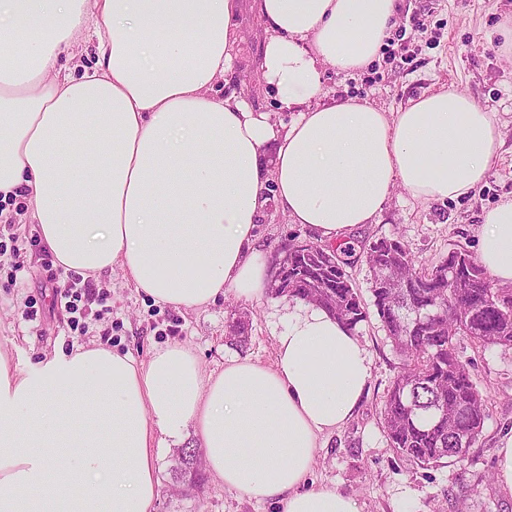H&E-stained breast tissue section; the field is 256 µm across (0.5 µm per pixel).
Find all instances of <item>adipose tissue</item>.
<instances>
[{
	"label": "adipose tissue",
	"mask_w": 512,
	"mask_h": 512,
	"mask_svg": "<svg viewBox=\"0 0 512 512\" xmlns=\"http://www.w3.org/2000/svg\"><path fill=\"white\" fill-rule=\"evenodd\" d=\"M263 79L288 123L224 87L238 0H0V198L22 200L58 266L120 267L155 303L262 297L256 229L269 201L332 244L375 223L394 186L419 201L483 184L493 116L443 89L386 112L314 104L322 69L373 62L396 0H254ZM93 20L94 64L60 57ZM479 258L512 284V199L483 215ZM371 362L315 305L288 318L272 364L203 369L172 343L147 361L101 344L19 366L0 348V512H153L163 435L193 431L211 477L282 512H360L308 486L321 438L360 404Z\"/></svg>",
	"instance_id": "1"
}]
</instances>
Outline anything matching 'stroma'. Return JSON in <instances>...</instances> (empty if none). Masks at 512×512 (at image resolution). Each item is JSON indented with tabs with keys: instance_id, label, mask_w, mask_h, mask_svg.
I'll list each match as a JSON object with an SVG mask.
<instances>
[{
	"instance_id": "obj_1",
	"label": "stroma",
	"mask_w": 512,
	"mask_h": 512,
	"mask_svg": "<svg viewBox=\"0 0 512 512\" xmlns=\"http://www.w3.org/2000/svg\"><path fill=\"white\" fill-rule=\"evenodd\" d=\"M241 61L229 88L255 110L270 113L273 122H286L267 90L258 62L265 26L240 0ZM424 11L428 31L409 43L410 59L399 67L353 73L325 66L319 100L359 97L386 112L408 100L443 88H455L492 112L502 135L500 154L487 181L455 200L422 202L402 187H394L375 223L356 227L347 236L354 244L396 239L418 264L432 267L448 253L477 254L483 214L512 199V54L502 52L499 26L512 18V0H397L395 22L409 25L415 11ZM9 223L0 222V240L9 245L0 256V347L20 361L36 360L73 344L108 341L111 348L147 359L158 347L172 343L192 349L206 369L239 355L271 364L276 338L288 325L290 298L265 295L245 301L232 290L207 307L179 310L154 303L126 284L121 271L97 278L105 305L87 306L84 333L71 331L69 315L53 298L42 268L43 247L36 225L23 208L7 207ZM260 248L272 256L291 237L315 240L307 226L290 223L276 202H269L258 224ZM247 316L249 342L231 346L226 338L230 318ZM372 366L369 386L354 417L322 440L309 475L314 485H333L354 497L361 512H512V496L500 490L495 464L502 439L512 433V349L476 348L464 336L455 341L456 354L472 380L490 396L489 416L470 450L467 466L445 460L421 466L396 456L388 446L381 407L388 389L403 368L377 314H369L355 330ZM193 433L181 445L164 449L157 462L160 489L153 512H281L278 505L258 504L214 478L200 487L183 486L174 469L178 451L196 446Z\"/></svg>"
}]
</instances>
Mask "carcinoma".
Masks as SVG:
<instances>
[{
  "instance_id": "obj_1",
  "label": "carcinoma",
  "mask_w": 512,
  "mask_h": 512,
  "mask_svg": "<svg viewBox=\"0 0 512 512\" xmlns=\"http://www.w3.org/2000/svg\"><path fill=\"white\" fill-rule=\"evenodd\" d=\"M336 281L311 288L321 268L319 258L304 250L294 253L288 267V297L313 303L350 330L366 320L367 307L353 287L341 255L352 246H337ZM373 277V306L394 347L404 358L403 371L388 390L384 428L392 451L422 465L447 458L465 463L489 415L488 396L470 379L455 354L454 340L469 338L479 348L512 349V288L493 287L487 270L467 251L458 250L430 269L416 267L406 247L381 239L365 251ZM395 269L401 285L380 288L385 269ZM249 321L240 317L227 325L226 339L242 347L248 342ZM182 481H203L196 448L181 450Z\"/></svg>"
}]
</instances>
